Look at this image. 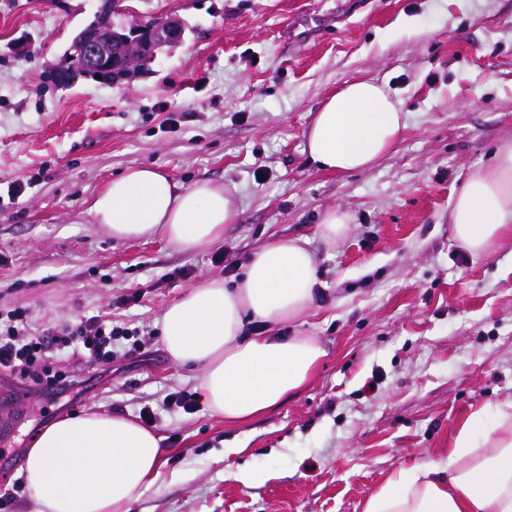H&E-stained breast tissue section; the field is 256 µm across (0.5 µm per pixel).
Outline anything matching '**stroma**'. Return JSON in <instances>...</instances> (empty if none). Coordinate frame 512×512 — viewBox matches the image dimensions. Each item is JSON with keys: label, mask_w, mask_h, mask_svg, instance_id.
Segmentation results:
<instances>
[{"label": "stroma", "mask_w": 512, "mask_h": 512, "mask_svg": "<svg viewBox=\"0 0 512 512\" xmlns=\"http://www.w3.org/2000/svg\"><path fill=\"white\" fill-rule=\"evenodd\" d=\"M98 5L0 0V193L28 184L0 203V308L30 309L40 329L108 313L150 342L134 355L114 342L111 379L75 408L0 383L18 396L0 406V487L24 483L23 455L53 421L148 406L162 467L130 512H363L388 475L447 447L470 408L512 401V235L474 256L448 219L470 172L512 146V0H133L137 16L181 21L182 42L118 85L50 82ZM354 80L386 84L407 128L370 170L329 174L304 133ZM132 165L223 186L238 210L223 241L112 239L89 209ZM335 206L353 220L327 245L318 225ZM299 237L315 300L277 333L326 350L308 384L242 424L168 408L169 394L197 393L199 372L169 358L164 308Z\"/></svg>", "instance_id": "stroma-1"}]
</instances>
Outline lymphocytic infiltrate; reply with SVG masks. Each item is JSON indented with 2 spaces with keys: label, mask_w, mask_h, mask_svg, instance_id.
Masks as SVG:
<instances>
[{
  "label": "lymphocytic infiltrate",
  "mask_w": 512,
  "mask_h": 512,
  "mask_svg": "<svg viewBox=\"0 0 512 512\" xmlns=\"http://www.w3.org/2000/svg\"><path fill=\"white\" fill-rule=\"evenodd\" d=\"M31 323L29 309L0 311V375L56 395L90 391L112 370L113 341L131 334L130 329L98 316L84 318L74 327H48L37 333ZM70 360L83 366V378L70 375L66 366Z\"/></svg>",
  "instance_id": "f902f5d3"
}]
</instances>
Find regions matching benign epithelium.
<instances>
[{
    "mask_svg": "<svg viewBox=\"0 0 512 512\" xmlns=\"http://www.w3.org/2000/svg\"><path fill=\"white\" fill-rule=\"evenodd\" d=\"M124 2L126 0H100L94 24L77 43L82 64L78 67L72 65V54L69 53L56 67L62 84H72L81 77L94 78L108 70L128 69L138 58L147 57L162 46L176 45L182 41L183 28L173 18L157 15L149 23L137 20L129 22L130 36L113 49L112 54H106L102 46L112 42L115 19L129 14V8L124 6Z\"/></svg>",
    "mask_w": 512,
    "mask_h": 512,
    "instance_id": "1",
    "label": "benign epithelium"
}]
</instances>
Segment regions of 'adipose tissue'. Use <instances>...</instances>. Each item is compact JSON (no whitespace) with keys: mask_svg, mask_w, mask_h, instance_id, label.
Here are the masks:
<instances>
[{"mask_svg":"<svg viewBox=\"0 0 512 512\" xmlns=\"http://www.w3.org/2000/svg\"><path fill=\"white\" fill-rule=\"evenodd\" d=\"M406 127L403 103L385 85L353 81L319 106L306 149L323 171H365ZM90 213L114 239L158 235L197 251L223 241L237 208L221 186L185 188L157 167L139 165L113 177ZM449 219L454 240L473 255L512 231V146L470 173ZM315 284L307 240L278 239L251 256L239 284L211 277L164 308L166 352L177 365L200 367L199 390L213 414L244 423L309 382L326 355L320 342L282 341L272 331L310 308ZM249 320L260 321L265 334L242 338ZM161 458L159 436L130 418L92 412L57 420L26 451L28 512H128L158 477ZM363 512H512V402L493 413L472 409L448 447L390 475Z\"/></svg>","mask_w":512,"mask_h":512,"instance_id":"1","label":"adipose tissue"}]
</instances>
